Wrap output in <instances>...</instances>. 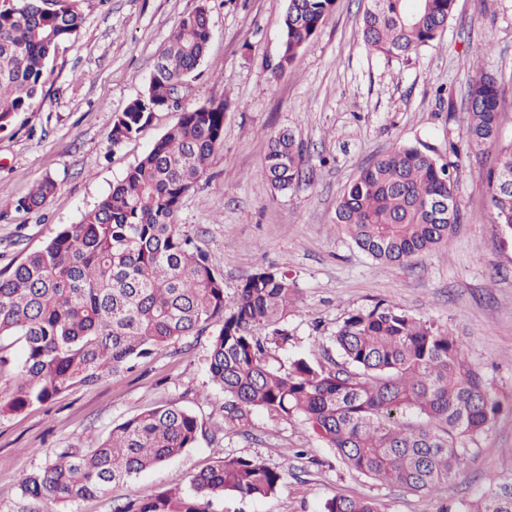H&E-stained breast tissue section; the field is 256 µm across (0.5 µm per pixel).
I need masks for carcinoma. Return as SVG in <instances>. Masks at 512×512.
Here are the masks:
<instances>
[{
  "mask_svg": "<svg viewBox=\"0 0 512 512\" xmlns=\"http://www.w3.org/2000/svg\"><path fill=\"white\" fill-rule=\"evenodd\" d=\"M455 0H368L359 22L364 44L404 57L434 42ZM336 0H288L277 69L333 15ZM83 18L68 0H8L0 6V130L28 111L42 89L57 44L79 31ZM211 37L201 5L184 16L159 53L145 93L112 124L118 147L155 113L191 88ZM469 122L461 152L497 147L487 187L496 222L512 237V144L498 145L500 93L495 77L470 62ZM228 105L209 102L182 110L161 136L77 224L59 231L0 273V339L23 343L16 365L17 392L1 410L43 405L77 384H90L127 368L159 347L217 326L208 358L210 381L224 393V428L243 436L250 415L299 416L352 471L414 493H438L503 405L468 363L458 339L394 304L352 312L334 340L342 362L334 369L302 357L285 369L267 364L269 344L288 341L279 327L296 288L287 273L259 268L247 275L227 304L224 278L206 255L190 247L177 223L182 198L204 176L222 145ZM457 162L424 143L391 148L363 168L337 200L336 224L372 259L405 265L449 244L458 219ZM304 174V149L289 130L270 138L261 176L285 191ZM55 192L40 182L17 203L41 209ZM272 328V338L257 334ZM198 439V422L175 405L147 410L91 440L88 449L59 448L30 474L23 496L71 504L124 484ZM286 474L260 458L223 455L190 479L189 489L129 501L115 512H212L226 493L242 499L273 495ZM324 512H381L370 497L335 495ZM456 512H512V474L494 466L486 488Z\"/></svg>",
  "mask_w": 512,
  "mask_h": 512,
  "instance_id": "carcinoma-1",
  "label": "carcinoma"
}]
</instances>
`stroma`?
<instances>
[{"label":"stroma","mask_w":512,"mask_h":512,"mask_svg":"<svg viewBox=\"0 0 512 512\" xmlns=\"http://www.w3.org/2000/svg\"><path fill=\"white\" fill-rule=\"evenodd\" d=\"M83 16L60 42L43 93L0 130V270L20 262L111 191L179 113H156L136 137L112 146L115 117L141 95L159 49L179 21L206 6L212 38L188 106L228 101L224 142L183 199L178 221L224 276L234 299L256 269L288 273L297 302L281 321L287 344L271 346L277 367L302 356L334 368L333 337L353 311L393 303L453 332L503 410L434 497L383 485L348 469L301 418L251 414V434L222 432L223 393L208 376L217 334L209 328L138 360L129 371L77 385L47 405L0 413V512H43L23 496L25 478L55 449L94 437L150 408L173 404L199 424L193 448L111 493L61 512H113L127 500L174 488L224 452L253 456L287 474L266 499L224 495L213 512H323L333 495L379 499L385 512H438L480 493L489 464L512 471V238L495 220L486 177L495 152L463 158L455 181L460 218L449 246L404 266L373 260L334 222L338 198L381 152L418 141L439 154L465 130L467 60L480 56L500 89L499 142L512 143V0H456L442 35L406 57L370 50L359 35L365 0H337L333 16L286 70L275 71L287 0H72ZM292 130L306 149L311 179L278 192L261 179L270 136ZM57 189L36 212L14 203L45 178Z\"/></svg>","instance_id":"35a3bbf8"}]
</instances>
